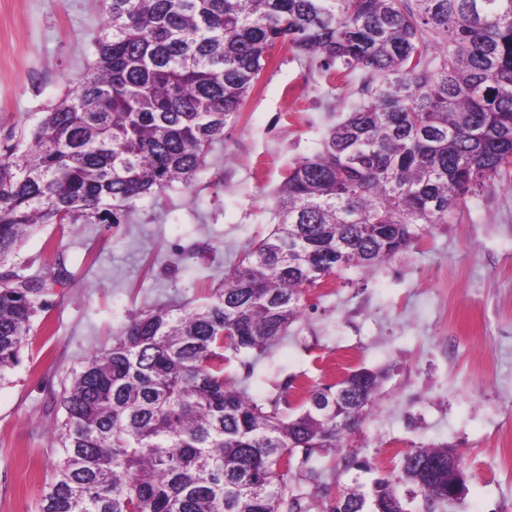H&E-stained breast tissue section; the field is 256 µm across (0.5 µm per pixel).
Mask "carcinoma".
Masks as SVG:
<instances>
[{
	"label": "carcinoma",
	"instance_id": "cac0c4a2",
	"mask_svg": "<svg viewBox=\"0 0 512 512\" xmlns=\"http://www.w3.org/2000/svg\"><path fill=\"white\" fill-rule=\"evenodd\" d=\"M105 12L75 90L31 133H4L0 267L44 224H119L136 202L191 188L279 44L354 76L357 100L289 167L273 229L207 301L140 309L73 369L37 512H309L293 459L325 501L313 458L363 424L380 376L319 383L290 415L288 386L253 396L224 377L226 352L271 350L308 289L373 270L512 169V0H106ZM49 292L0 270V382ZM450 452L403 457L427 512L457 500L462 477L418 466ZM342 495L346 512H405L390 476Z\"/></svg>",
	"mask_w": 512,
	"mask_h": 512
}]
</instances>
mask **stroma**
<instances>
[{
    "label": "stroma",
    "mask_w": 512,
    "mask_h": 512,
    "mask_svg": "<svg viewBox=\"0 0 512 512\" xmlns=\"http://www.w3.org/2000/svg\"><path fill=\"white\" fill-rule=\"evenodd\" d=\"M102 0H0V128L31 130L93 61ZM356 84L322 73L285 48L192 189L137 203L120 224H54L26 238L7 266L51 281L48 308L8 381L0 383V512H36L57 459L50 427L73 368L111 344L129 313L187 295L205 300L237 255L268 234L272 194L288 165L314 153L355 98ZM208 245L203 256L183 250ZM72 277L54 282L57 261ZM287 338L252 365L225 373L267 396L365 366L382 373L376 406L339 449L316 460L328 487L398 475L402 457L456 448L466 488L447 512H512V180L469 198L448 223L363 273L309 289ZM355 451L369 472L343 471Z\"/></svg>",
    "instance_id": "1"
}]
</instances>
